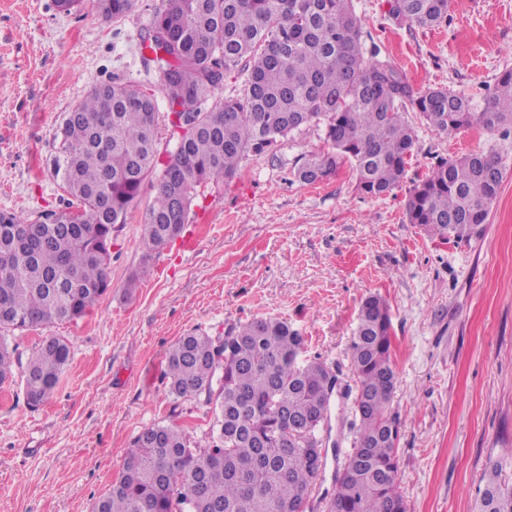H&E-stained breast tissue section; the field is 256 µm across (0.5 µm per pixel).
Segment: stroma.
<instances>
[{
  "instance_id": "35a3bbf8",
  "label": "stroma",
  "mask_w": 512,
  "mask_h": 512,
  "mask_svg": "<svg viewBox=\"0 0 512 512\" xmlns=\"http://www.w3.org/2000/svg\"><path fill=\"white\" fill-rule=\"evenodd\" d=\"M161 0L103 19L94 0L61 11L56 0H0V211L27 217L65 210L53 159L68 112L96 85L131 81L167 104L140 36ZM365 32L414 92L445 88L481 110L512 69V0H450L434 27L396 20L390 0H354ZM407 172L387 196L356 188L350 165L315 185L293 181L299 156L324 146L311 125L274 152L246 157L236 179L212 180L183 233L146 252L154 199L145 182L112 248L111 290L71 323L11 333L20 362L47 336L72 350L54 396L32 408L21 371L0 385V512H92L121 469L131 439L175 423L201 437L209 407L174 403L162 384L179 336L262 316L285 319L305 354L337 375L325 470L308 512H325L350 451L341 415L352 384L349 344L361 301L390 307L402 424L399 483L408 512H475L491 461L512 486V134L474 128L449 138L418 113ZM492 147L505 165L482 237L440 241L409 223L405 203L436 159ZM139 277L127 293L131 277Z\"/></svg>"
}]
</instances>
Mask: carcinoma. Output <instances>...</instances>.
Instances as JSON below:
<instances>
[{
    "instance_id": "carcinoma-1",
    "label": "carcinoma",
    "mask_w": 512,
    "mask_h": 512,
    "mask_svg": "<svg viewBox=\"0 0 512 512\" xmlns=\"http://www.w3.org/2000/svg\"><path fill=\"white\" fill-rule=\"evenodd\" d=\"M118 19L133 0H96ZM449 0H393L391 15L418 26L448 16ZM142 49L159 72L174 146L161 160L154 98L132 84L93 87L68 113L55 168L71 200L36 219L0 211V383L13 374L4 334L84 317L110 287L112 246L142 186L156 178L144 224L146 252L180 236L195 199L240 160L263 154L304 126L323 127L326 149L296 161L305 184L350 163L357 189L388 195L404 179L415 140L407 113L437 133L512 130V70L480 112L446 89L415 93L404 75L364 48L353 0H162ZM232 73L240 93L210 98ZM505 174L478 149L439 159L409 192L406 214L431 237H481ZM392 322L377 294L361 303L350 350L355 380L351 449L328 512H407L399 486L400 420ZM305 337L272 317L234 324L224 339L190 331L168 349L164 379L174 401L212 409L200 439L180 425H153L130 443L122 471L93 512H306L324 467L323 431L336 374L304 359ZM71 359L67 341L44 338L24 367L27 404L56 392ZM492 465L478 512H512V487Z\"/></svg>"
}]
</instances>
